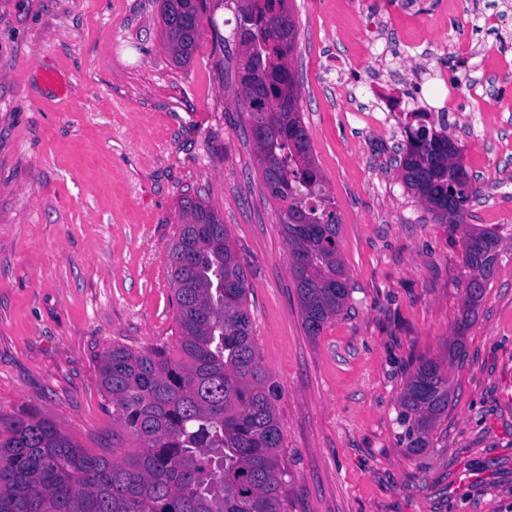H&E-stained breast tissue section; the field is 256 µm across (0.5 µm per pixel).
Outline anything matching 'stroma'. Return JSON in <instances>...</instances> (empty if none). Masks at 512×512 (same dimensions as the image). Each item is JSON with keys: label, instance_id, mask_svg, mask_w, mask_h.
I'll use <instances>...</instances> for the list:
<instances>
[{"label": "stroma", "instance_id": "stroma-1", "mask_svg": "<svg viewBox=\"0 0 512 512\" xmlns=\"http://www.w3.org/2000/svg\"><path fill=\"white\" fill-rule=\"evenodd\" d=\"M207 2L179 67L161 0H0V415L111 448L97 357L174 343L167 256L181 197H199L245 268L281 387L288 512H512V0H290L301 111L350 279L316 337L249 133L237 4ZM412 112L446 113L482 189L466 221L500 235L462 334L463 231L436 223L391 160ZM457 338L448 414L406 456L400 392Z\"/></svg>", "mask_w": 512, "mask_h": 512}]
</instances>
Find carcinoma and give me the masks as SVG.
Here are the masks:
<instances>
[{
    "label": "carcinoma",
    "instance_id": "1",
    "mask_svg": "<svg viewBox=\"0 0 512 512\" xmlns=\"http://www.w3.org/2000/svg\"><path fill=\"white\" fill-rule=\"evenodd\" d=\"M244 48L239 84L270 198L279 202L304 330L317 336L347 304L350 283L338 247L340 215L322 192L300 110L291 56L295 18L274 0H241ZM207 0H162L173 62L190 63ZM405 185L435 220L457 228L480 190L459 164L460 148L424 124L406 130ZM180 231L168 255L178 354L114 345L99 356L112 402V451L95 454L49 419L0 415V512H288L280 387L262 364L248 309L246 274L221 217L201 199L180 202ZM500 238L477 224L464 233V318L483 300ZM448 375L422 359L398 399L404 451L429 447L448 412Z\"/></svg>",
    "mask_w": 512,
    "mask_h": 512
}]
</instances>
